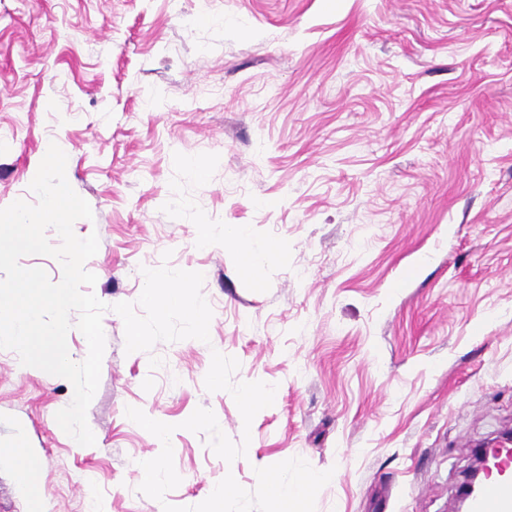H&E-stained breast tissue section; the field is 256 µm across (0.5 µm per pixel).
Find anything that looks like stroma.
Returning a JSON list of instances; mask_svg holds the SVG:
<instances>
[{"label": "stroma", "mask_w": 512, "mask_h": 512, "mask_svg": "<svg viewBox=\"0 0 512 512\" xmlns=\"http://www.w3.org/2000/svg\"><path fill=\"white\" fill-rule=\"evenodd\" d=\"M53 142L110 306L95 443L55 419L68 380L0 350V444L37 459L29 494L0 457V512H163L293 457L334 472L316 512H453L512 431V0H0V208ZM228 224L279 252L241 274ZM164 263L203 274L210 340L126 353L111 307ZM215 350L276 388L251 426ZM130 406L176 427L164 501ZM199 407L246 456L182 429Z\"/></svg>", "instance_id": "1"}]
</instances>
